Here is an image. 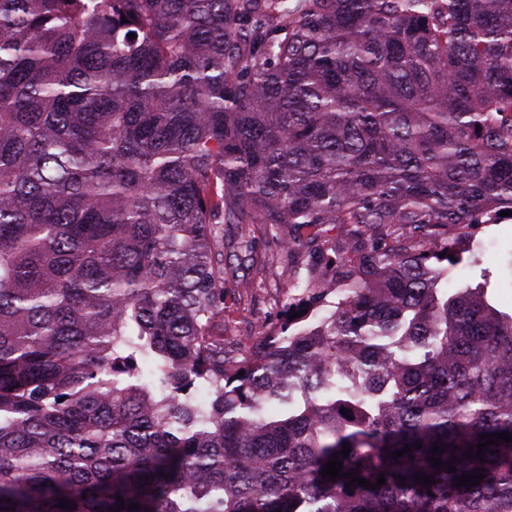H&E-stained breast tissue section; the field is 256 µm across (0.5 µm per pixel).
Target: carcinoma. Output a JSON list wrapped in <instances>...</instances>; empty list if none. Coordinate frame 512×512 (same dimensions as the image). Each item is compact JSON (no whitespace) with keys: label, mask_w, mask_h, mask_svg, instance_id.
<instances>
[{"label":"carcinoma","mask_w":512,"mask_h":512,"mask_svg":"<svg viewBox=\"0 0 512 512\" xmlns=\"http://www.w3.org/2000/svg\"><path fill=\"white\" fill-rule=\"evenodd\" d=\"M502 208L512 0H0V512H512ZM226 224L306 270L235 355ZM506 218L499 213L495 218L499 224H481L459 237L458 258L448 275V294L465 286L479 288L495 309L511 315L512 220Z\"/></svg>","instance_id":"1"}]
</instances>
